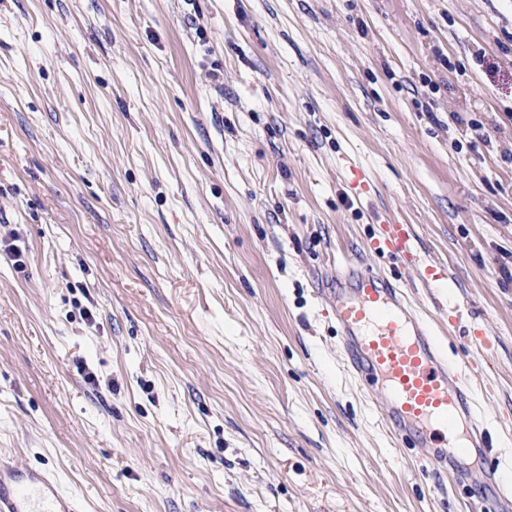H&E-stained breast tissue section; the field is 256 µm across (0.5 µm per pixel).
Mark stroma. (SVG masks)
I'll return each mask as SVG.
<instances>
[{
  "label": "stroma",
  "instance_id": "stroma-1",
  "mask_svg": "<svg viewBox=\"0 0 512 512\" xmlns=\"http://www.w3.org/2000/svg\"><path fill=\"white\" fill-rule=\"evenodd\" d=\"M380 216L512 446V0H0V458L85 512H467L343 367L348 261L429 305ZM370 247L375 253L388 254L404 264L417 265L421 280L428 288L448 285V270L445 266L420 259L417 239L407 224H390L386 221L379 224L378 231L370 240Z\"/></svg>",
  "mask_w": 512,
  "mask_h": 512
}]
</instances>
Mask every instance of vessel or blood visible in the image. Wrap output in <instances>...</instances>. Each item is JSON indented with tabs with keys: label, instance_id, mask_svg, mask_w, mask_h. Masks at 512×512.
<instances>
[{
	"label": "vessel or blood",
	"instance_id": "obj_1",
	"mask_svg": "<svg viewBox=\"0 0 512 512\" xmlns=\"http://www.w3.org/2000/svg\"><path fill=\"white\" fill-rule=\"evenodd\" d=\"M370 247L418 265L426 287L448 281L446 267L421 261L408 225L380 224ZM333 314L345 366L365 394L382 396L381 422L393 437L457 481L464 477L457 467L460 457L484 459L494 481L489 494L475 496V512H512V479L497 476L499 445L479 423L471 377L449 359L433 323L407 301L399 283L347 264L336 278ZM0 512H80V507L50 472L1 459Z\"/></svg>",
	"mask_w": 512,
	"mask_h": 512
}]
</instances>
